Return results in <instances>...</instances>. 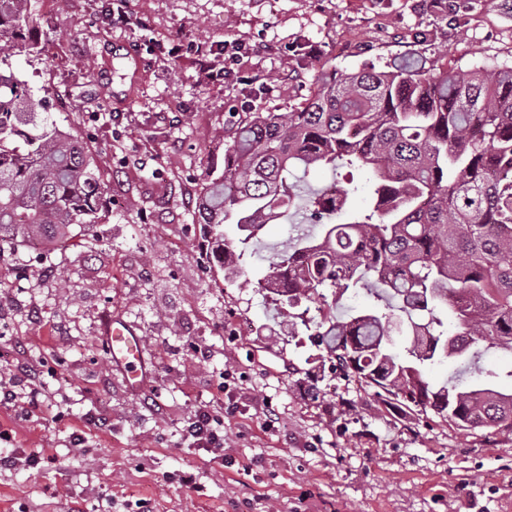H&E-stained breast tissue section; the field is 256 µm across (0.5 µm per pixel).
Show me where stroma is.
Segmentation results:
<instances>
[{
  "instance_id": "obj_1",
  "label": "stroma",
  "mask_w": 512,
  "mask_h": 512,
  "mask_svg": "<svg viewBox=\"0 0 512 512\" xmlns=\"http://www.w3.org/2000/svg\"><path fill=\"white\" fill-rule=\"evenodd\" d=\"M32 3L26 37L43 53L13 65L92 150L108 197L66 243L0 248V379L32 367L40 400L0 403V453L16 459L0 468V512H512L511 434L322 374L305 326L289 337L283 318L262 335L267 246L225 282L195 220L244 113L287 111L321 68L412 50L434 65H512V0ZM111 316L144 339L140 393L107 360ZM240 320L253 335H233ZM231 403L223 459L188 447L195 411L223 417Z\"/></svg>"
}]
</instances>
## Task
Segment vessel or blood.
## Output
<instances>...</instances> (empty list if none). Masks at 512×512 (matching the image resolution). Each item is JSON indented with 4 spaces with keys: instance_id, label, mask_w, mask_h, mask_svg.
<instances>
[{
    "instance_id": "obj_1",
    "label": "vessel or blood",
    "mask_w": 512,
    "mask_h": 512,
    "mask_svg": "<svg viewBox=\"0 0 512 512\" xmlns=\"http://www.w3.org/2000/svg\"><path fill=\"white\" fill-rule=\"evenodd\" d=\"M102 341L108 360L124 370L128 388L134 392L144 390L150 374L142 356V337L125 322L114 318L106 324Z\"/></svg>"
}]
</instances>
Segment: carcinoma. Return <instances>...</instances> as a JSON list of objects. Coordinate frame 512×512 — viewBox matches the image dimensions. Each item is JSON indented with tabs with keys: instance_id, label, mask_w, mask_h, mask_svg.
I'll return each instance as SVG.
<instances>
[{
	"instance_id": "carcinoma-1",
	"label": "carcinoma",
	"mask_w": 512,
	"mask_h": 512,
	"mask_svg": "<svg viewBox=\"0 0 512 512\" xmlns=\"http://www.w3.org/2000/svg\"><path fill=\"white\" fill-rule=\"evenodd\" d=\"M31 23V0H0V248L89 229L105 192L93 155L13 68L15 52L41 54ZM341 167L371 172L369 208H351L348 190L301 194L311 170ZM300 213L308 226L276 244L258 287L303 325L332 289L309 335L332 373L401 408L511 434L512 391L480 363L512 352V66L436 69L410 52L382 69L323 68L300 105L249 113L196 200L201 250L231 281L265 225ZM361 290L374 303L337 317ZM396 335L410 337L403 353ZM445 360L436 388L426 368Z\"/></svg>"
}]
</instances>
